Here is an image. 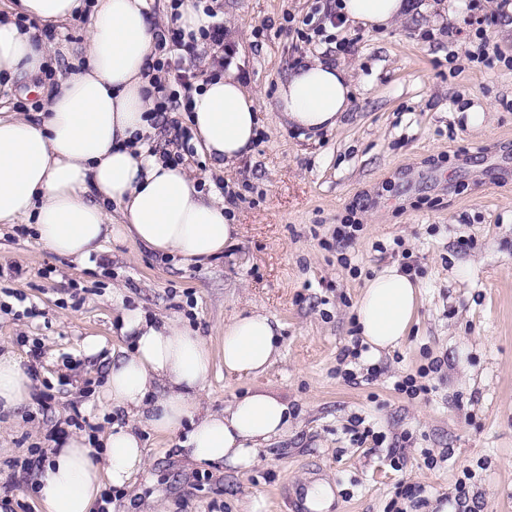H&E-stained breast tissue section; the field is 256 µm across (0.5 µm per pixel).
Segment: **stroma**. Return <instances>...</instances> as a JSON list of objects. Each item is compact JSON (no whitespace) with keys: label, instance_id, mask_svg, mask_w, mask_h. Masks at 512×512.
Here are the masks:
<instances>
[{"label":"stroma","instance_id":"1","mask_svg":"<svg viewBox=\"0 0 512 512\" xmlns=\"http://www.w3.org/2000/svg\"><path fill=\"white\" fill-rule=\"evenodd\" d=\"M463 2L489 15L484 39L437 9L368 31L333 25L334 0H217L224 50L185 66L234 72L259 98L261 129L252 151L218 172L184 143L185 168L228 200L240 226L207 265L182 267L123 237L78 263L46 249L27 222L0 229V352L16 353L35 380L16 414L0 415V501L11 512H39L19 463L35 448L50 454V432L76 416L96 436L134 422L101 397L113 354L130 346L116 292L126 306L179 318L215 351L235 315L279 321L273 365L258 376L216 365L203 404L219 410L262 390L288 399L295 421L249 471L193 462L177 436L141 430L148 467L113 492L112 512H145L152 499L168 512H296L322 480L335 489L330 512H389L402 484L420 487L417 512L461 495L476 512H512V14L501 0ZM86 28L37 25L52 74L16 80L10 110L41 111L45 90L82 58ZM483 46L488 62L468 61ZM324 58L351 70L353 92L342 125L313 140L280 128L270 106L290 69ZM472 105L487 114L483 130L465 124ZM352 221L361 231L337 247ZM392 264L411 265L421 283L410 336L376 359L339 362L359 336L361 288ZM90 337L97 352L84 348ZM423 368L429 394L395 390Z\"/></svg>","mask_w":512,"mask_h":512}]
</instances>
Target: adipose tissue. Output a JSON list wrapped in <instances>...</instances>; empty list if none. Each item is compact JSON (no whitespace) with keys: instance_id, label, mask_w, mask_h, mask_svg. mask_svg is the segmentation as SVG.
I'll return each mask as SVG.
<instances>
[{"instance_id":"obj_1","label":"adipose tissue","mask_w":512,"mask_h":512,"mask_svg":"<svg viewBox=\"0 0 512 512\" xmlns=\"http://www.w3.org/2000/svg\"><path fill=\"white\" fill-rule=\"evenodd\" d=\"M147 0H0V88L23 72L38 75L48 58L26 15L42 23L87 16L86 61L67 72L37 117L0 113V224L32 221L51 252L78 261L101 254L113 230L183 266L222 255L239 228L222 199L204 192L180 166L165 165L147 140L154 89L147 64L156 29ZM418 9L415 0H341L346 24L390 28ZM352 76L341 65L307 60L278 85L280 126L315 135L339 127L351 106ZM187 117L198 148L224 168L248 154L260 129L259 103L233 73L191 93ZM119 207L118 217L106 210ZM420 284L389 266L367 279L355 309L372 353L409 335ZM132 348L114 358L102 391L111 408L137 418L112 426L98 440L68 437L39 473L43 512H93L106 488H129L147 467L138 427L183 433L180 447L198 463L246 470L260 446L287 436L290 405L266 392H249L223 409L204 407L213 371L207 340L172 317L151 318L121 308ZM280 323L253 311L224 324L221 354L230 375L263 374L279 355ZM33 381L20 358L0 355V412L10 415L29 397Z\"/></svg>"}]
</instances>
